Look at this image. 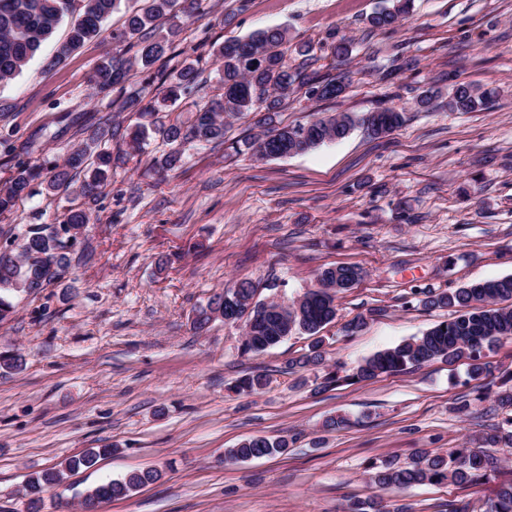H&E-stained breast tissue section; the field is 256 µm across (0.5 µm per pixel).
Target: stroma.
I'll return each mask as SVG.
<instances>
[{
  "mask_svg": "<svg viewBox=\"0 0 512 512\" xmlns=\"http://www.w3.org/2000/svg\"><path fill=\"white\" fill-rule=\"evenodd\" d=\"M388 2L204 0L203 16L185 20L176 46L287 29L292 42H314L322 74L349 86L333 101L292 95L282 122L385 104L405 112L390 136L358 127L284 158L226 157L227 144L254 131L244 116L226 123L223 145L187 147L172 172L154 167L168 146L151 139L144 154L113 167L96 203L36 192L0 214L2 241L72 209L92 213L61 279L34 295L11 294L14 311L0 321V354L26 361L18 373L0 369V512H27L21 490L30 474L108 444L117 452L50 489L42 512H78L87 489L148 468L162 478L101 512H342L375 493L407 512H445L453 500L482 506L512 481V451L501 448L498 470L470 486L380 493L370 481V461L405 465L421 448H480L512 415L494 399L477 400L484 383L467 380L461 361L349 379L375 352L450 319L448 310L416 305L414 291L512 274V0H414L395 31L371 32L369 17ZM66 34L59 27L19 76L0 84V132L33 146L37 159L63 160L98 119L122 128L138 121L94 93L93 68L114 52L111 40L59 60ZM343 38L352 53L333 58ZM399 55L412 68L392 69ZM458 82L502 95L483 112L415 109L427 85ZM65 112L74 119L68 127L58 121ZM337 265L364 277L338 295L316 369L289 367L308 336L245 354L242 327L220 319L201 333L192 326L197 307L239 280L253 283L258 300L289 303ZM359 315L362 331L345 335L343 324ZM251 371L267 373V387L235 393ZM329 371L341 381L321 388ZM463 396L473 401L468 417L454 410ZM336 415L346 425L325 431ZM253 435L286 437L290 448L225 461L226 449Z\"/></svg>",
  "mask_w": 512,
  "mask_h": 512,
  "instance_id": "obj_1",
  "label": "stroma"
}]
</instances>
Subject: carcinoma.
Here are the masks:
<instances>
[{
  "mask_svg": "<svg viewBox=\"0 0 512 512\" xmlns=\"http://www.w3.org/2000/svg\"><path fill=\"white\" fill-rule=\"evenodd\" d=\"M127 0H85L84 10L71 22L68 38L59 48L58 57H65L85 42L103 37L106 21L122 10ZM203 0H148L142 10L125 9L124 25L112 31V42L135 50V62L121 53L107 55L97 63L91 82L97 93H117L112 105L121 111L137 112L144 121L127 132L111 126L107 121L97 123L92 132L68 155L63 163L50 166L23 159L11 142L10 136L0 134V148L13 162V173L0 186V214L11 211L17 201L30 193L31 185L48 169L52 176L47 190L54 192L69 187L73 174L84 173L75 192L91 202L106 194L112 167L125 155L144 152L148 139L159 134L173 148L154 160L161 171H173L181 166L182 146L208 145L224 141L226 120L254 114V125L260 132L250 135L236 146L238 154H247L257 160H270L298 154L325 143L347 137L358 125L373 137L387 136L404 123V113L394 106H378L362 116L338 112L317 117L305 124L284 125L279 113L288 96L298 89L318 100L341 97L347 84L330 78L316 67L318 59L312 46H295L298 62L288 63V32L279 28L258 30L247 37L226 42L212 48L209 57L220 76L222 93L204 105L193 103L194 115L187 124L165 125L153 119L160 112L173 110L197 93L203 55L197 53L202 45L178 53L172 51L181 32L180 18H190L199 12ZM393 5L375 12L369 19L373 31L395 27L410 13L412 0H392ZM74 0H0V82L20 75L41 45L52 36L64 18L73 13ZM160 19L169 20L165 28L156 26ZM143 74L141 86L129 93L126 83L132 67ZM447 97L445 106L450 112H480L492 107L499 96L495 87L476 88L469 84L452 85L448 93L431 85L419 93L416 108L427 110L433 102ZM120 148L112 152L111 142ZM90 222L83 209L71 210L60 224H31L17 251L23 256L18 261L6 253L10 240L0 246V321L12 312L13 305L5 293L35 294L53 283L68 266V254L76 236L71 230L83 228ZM362 271L355 266H336L324 269L318 287L306 292L301 299L289 305L270 303V315L252 326L245 324L248 341L243 353L260 352L280 343L291 332L314 336L335 320L336 297L349 290L361 279ZM255 295L251 282H238V290L226 289L214 294L207 304L195 310L193 327L203 331L219 317H233L242 312L248 300ZM417 304L429 310L448 308L454 317L439 323L423 335L379 351L365 359L353 372L357 381H368L381 375L401 373L411 367L435 360L453 364L468 360L467 375L471 380L487 377L490 370L481 361L482 350L503 338H512V275L465 284L458 288L415 293ZM320 344L309 354L293 361L306 369L322 361ZM267 374L255 373L240 379L235 389L239 393L254 394L267 386ZM493 448L512 449V416L506 417L486 438ZM284 437L252 436L225 452V458L246 462L288 451ZM112 453V448H92L80 457L67 460L60 468L42 471L25 486L31 512H39V505L51 487L63 482L65 475L82 467L88 468L96 460ZM500 458L479 448H452L443 453L423 448L408 466H401L391 458H383L370 465L371 482L378 488L407 489L415 485L447 483L470 484L499 468ZM159 478L157 471L133 472L119 480H110L86 491L83 499L99 504L129 496L140 487ZM344 512H407L403 507L388 509L378 497L354 500ZM483 512H512V483L499 490Z\"/></svg>",
  "mask_w": 512,
  "mask_h": 512,
  "instance_id": "obj_1",
  "label": "carcinoma"
}]
</instances>
